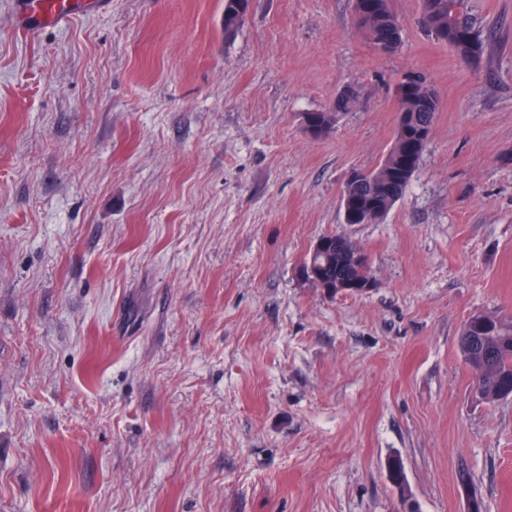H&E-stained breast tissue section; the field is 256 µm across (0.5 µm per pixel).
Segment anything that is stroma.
<instances>
[{
	"instance_id": "1",
	"label": "stroma",
	"mask_w": 512,
	"mask_h": 512,
	"mask_svg": "<svg viewBox=\"0 0 512 512\" xmlns=\"http://www.w3.org/2000/svg\"><path fill=\"white\" fill-rule=\"evenodd\" d=\"M391 6L383 56L353 0H250L230 41L224 0L33 35L0 0V512H512V398L458 349L512 317V0H468L477 62ZM412 69L441 101L419 166L344 223ZM334 232L367 292L300 279ZM354 103L351 105L348 102H344L341 106L336 107L335 105L333 109L303 113L302 122L304 127L321 135L329 134L336 128L337 114L339 112H349Z\"/></svg>"
}]
</instances>
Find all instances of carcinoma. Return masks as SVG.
I'll return each instance as SVG.
<instances>
[{"instance_id": "1", "label": "carcinoma", "mask_w": 512, "mask_h": 512, "mask_svg": "<svg viewBox=\"0 0 512 512\" xmlns=\"http://www.w3.org/2000/svg\"><path fill=\"white\" fill-rule=\"evenodd\" d=\"M248 7L249 0H224V41L235 38ZM420 24L436 40L447 43L460 57L477 60L486 51V44L474 26L465 0H422ZM391 30L402 33L391 4L379 0L373 30L364 32V35L372 42L376 34ZM351 109L352 105L345 102L333 109L305 112L302 122L305 128L326 135L336 128L337 114ZM424 151L422 147L413 159L403 161L395 149H389L380 164L367 171L365 182L351 189L352 197L360 201L370 200L379 210L372 223L384 218L402 197ZM313 262L318 265L324 281L332 285L336 284V276L348 269L346 258L336 254V246L332 244L314 252ZM484 317L485 323L474 327V335L484 336L491 342L502 344V347L494 375L483 379L481 388L498 398L507 399L512 396V318L494 313H486Z\"/></svg>"}]
</instances>
